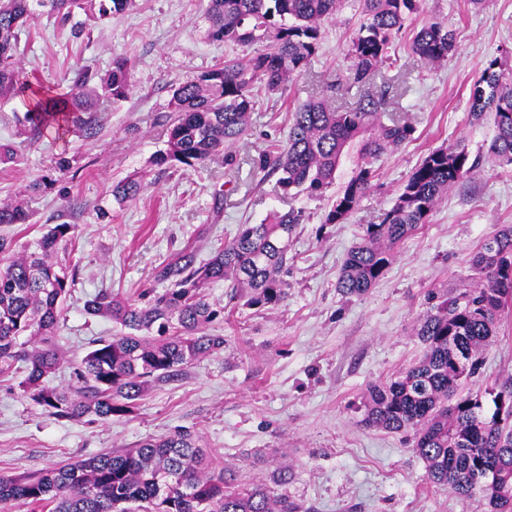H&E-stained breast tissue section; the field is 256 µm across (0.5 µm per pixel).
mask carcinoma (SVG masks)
Returning <instances> with one entry per match:
<instances>
[{"instance_id": "1", "label": "carcinoma", "mask_w": 512, "mask_h": 512, "mask_svg": "<svg viewBox=\"0 0 512 512\" xmlns=\"http://www.w3.org/2000/svg\"><path fill=\"white\" fill-rule=\"evenodd\" d=\"M84 0H0V94L19 80L18 33L36 17L35 7L67 18ZM363 21L352 41L350 79L370 80L392 64L390 48L420 0H361ZM341 0H208V36L242 45L263 43L242 58H231L174 88L170 101L168 147L157 166L195 168L224 154L249 131L253 87L271 92L301 75L317 50L322 25L336 16ZM454 49V33L440 23L423 27L411 50L425 63L438 64ZM131 80L123 58L100 85L77 82L70 92L36 94L26 120L35 132L45 126H87L83 117L102 99L127 98ZM470 114L479 123L493 117L495 135L487 152L512 168V70L500 60L488 63L470 87ZM408 123L384 122L383 99L360 97L338 110L325 98L297 105L285 143L261 151L255 167L288 196H324L333 185L345 150L357 148L354 175L336 194L326 224H343L376 176L375 162L412 140ZM480 163L457 145L427 152L399 189L380 221L363 225L360 240L347 252L336 288L345 297L361 296L385 275L394 248L428 223L450 189L470 178ZM150 185L136 174L113 189L118 201L136 198ZM29 214L19 203L0 205V224H25ZM304 212L273 211L259 224H241L234 238L205 262L192 243L154 269L166 285L144 290L138 298L100 291L85 303L91 316L107 317L123 332L98 341L73 364L67 389L49 384L60 364L54 331L63 302L75 285L72 260L59 251L76 240L77 226L55 224L12 253L0 241V375L20 374L19 387L33 403L57 420L93 417L108 421L130 411L153 382H166L202 359L224 349V337L206 327L224 321V307L209 300L205 288L229 281L254 308L275 307L287 297L294 256L291 240ZM477 277L469 288L438 293L436 303L416 327L423 355L394 379L368 388L362 423L391 433H413V450L427 478L460 497L479 495L489 512H512V380L496 387L479 384L483 352L498 335V317L512 306V224H505L471 257ZM494 409L488 410L486 401ZM293 478L280 466L271 484L240 485L225 467H217L188 428L147 438L117 454L106 452L56 465L29 475L0 474V507L23 502L49 512H303L302 506L275 493Z\"/></svg>"}]
</instances>
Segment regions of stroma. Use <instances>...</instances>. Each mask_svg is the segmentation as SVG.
<instances>
[{"mask_svg":"<svg viewBox=\"0 0 512 512\" xmlns=\"http://www.w3.org/2000/svg\"><path fill=\"white\" fill-rule=\"evenodd\" d=\"M207 6L208 0H132L120 14L102 17L91 6L66 20L38 9L18 37L20 84L0 97V144L17 152L16 163L0 165V204L23 203L32 217L0 224V238L18 252L46 226L78 227L76 282L57 327L64 362L50 380L58 387L72 383L69 361L121 331L86 314V299L105 288L136 296L153 287L155 267L186 243H197L204 261L239 225L295 207L306 221L293 237L288 296L278 306L254 309L227 282L211 285L210 301L224 308L223 323L211 328L223 336V351L151 384L129 414L109 421L56 420L16 383L0 382V474H34L73 458L123 452L187 427L238 482H263L276 467L289 466L294 478L285 491L305 512H488L481 496L463 498L430 483L409 436L361 420L369 386L420 358L415 326L431 306V293L472 285V254L512 224V170L489 158L493 121L474 123L469 103L470 87L491 59L512 68V0L479 7L423 0L391 47L392 65L361 89L347 85L361 6L343 0L323 25L307 71L284 93L258 97L249 135L232 148L234 168L219 155L193 169H161L153 159L167 147L174 87L248 52L207 37ZM430 22L455 32L453 51L433 66L410 47ZM117 57L127 62L132 89L127 99L88 113L92 134L74 128L62 137L50 129L36 135L23 127L40 88L63 94L81 78L97 85ZM363 91L383 97L385 114L410 123L415 133L376 162L372 186L347 223L328 224L334 189L319 199L283 197L251 160L285 141L297 104L325 96L343 109ZM459 143L479 158V167L438 203L422 230L399 243L369 293L343 297L337 279L363 225L392 207L429 150ZM144 171L148 189L117 203L113 184ZM41 175L49 183L31 190ZM483 357L484 382L512 378V309L503 312Z\"/></svg>","mask_w":512,"mask_h":512,"instance_id":"obj_1","label":"stroma"}]
</instances>
